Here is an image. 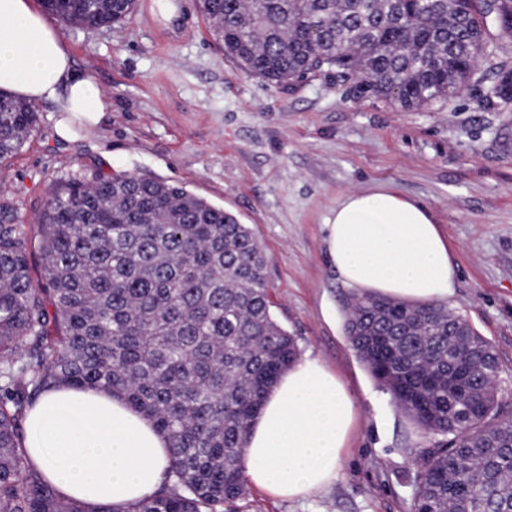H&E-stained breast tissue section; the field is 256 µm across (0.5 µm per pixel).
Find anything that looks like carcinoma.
I'll list each match as a JSON object with an SVG mask.
<instances>
[{"label": "carcinoma", "instance_id": "carcinoma-1", "mask_svg": "<svg viewBox=\"0 0 512 512\" xmlns=\"http://www.w3.org/2000/svg\"><path fill=\"white\" fill-rule=\"evenodd\" d=\"M224 56L271 83L330 76L406 109L458 95L486 61L490 105L512 107V0H201ZM82 28L136 0H42ZM0 161L36 131L0 93ZM247 224L185 187L93 173L52 186L36 223L0 205V512H89L29 463L22 422L60 384L122 395L168 439L160 490L108 512H244V443L296 362ZM344 330L372 377L432 436L413 512H512V415L491 343L434 304L351 294Z\"/></svg>", "mask_w": 512, "mask_h": 512}]
</instances>
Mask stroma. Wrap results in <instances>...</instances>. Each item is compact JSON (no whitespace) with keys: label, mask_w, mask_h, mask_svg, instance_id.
Returning a JSON list of instances; mask_svg holds the SVG:
<instances>
[{"label":"stroma","mask_w":512,"mask_h":512,"mask_svg":"<svg viewBox=\"0 0 512 512\" xmlns=\"http://www.w3.org/2000/svg\"><path fill=\"white\" fill-rule=\"evenodd\" d=\"M77 73L107 105L98 124L49 102L0 164V202L34 223L49 187L94 170L186 187L249 225L278 321L302 356L339 375L358 409L343 475L305 501L248 487L246 512H410L414 458L430 439L371 376L345 331L352 289L333 269L326 222L353 190L391 185L426 202L456 263L448 311L498 357L512 411V111L470 82L446 103L407 110L356 97L330 77L273 84L246 75L210 33L199 0H137L126 23L86 29L51 17Z\"/></svg>","instance_id":"obj_1"}]
</instances>
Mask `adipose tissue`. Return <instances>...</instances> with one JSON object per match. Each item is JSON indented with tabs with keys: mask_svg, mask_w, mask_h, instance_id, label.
I'll return each instance as SVG.
<instances>
[{
	"mask_svg": "<svg viewBox=\"0 0 512 512\" xmlns=\"http://www.w3.org/2000/svg\"><path fill=\"white\" fill-rule=\"evenodd\" d=\"M0 90L51 102L98 123L104 96L74 71L68 50L35 0H0ZM330 261L350 287L419 303L447 301L456 271L428 204L378 186L351 192L327 224ZM357 408L343 381L305 359L285 371L245 441V475L274 498L304 500L343 471ZM31 463L63 497L90 512L152 496L169 463L167 438L119 396L67 386L45 393L26 418Z\"/></svg>",
	"mask_w": 512,
	"mask_h": 512,
	"instance_id": "obj_1",
	"label": "adipose tissue"
}]
</instances>
